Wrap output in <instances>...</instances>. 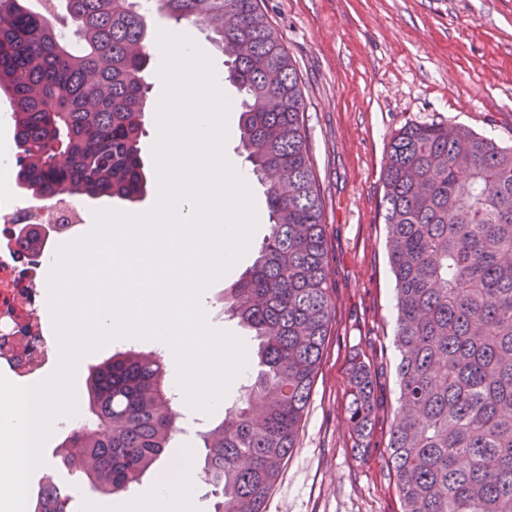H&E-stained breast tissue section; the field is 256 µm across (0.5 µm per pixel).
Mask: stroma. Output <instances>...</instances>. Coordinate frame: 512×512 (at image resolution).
Masks as SVG:
<instances>
[{"instance_id": "stroma-1", "label": "stroma", "mask_w": 512, "mask_h": 512, "mask_svg": "<svg viewBox=\"0 0 512 512\" xmlns=\"http://www.w3.org/2000/svg\"><path fill=\"white\" fill-rule=\"evenodd\" d=\"M301 77L306 126L323 197L329 294L334 319L296 445L264 512H402L396 477L387 464L397 409L392 344L396 293L381 217V172L391 135L410 123L463 124L512 145V0H261ZM153 31L189 37L223 70L225 56L210 33L192 23L153 15ZM141 157L147 185L135 201L78 197L80 238L102 209L141 214L156 202L153 155L156 113L144 116ZM260 215L237 265L205 293L211 326L241 335L224 314V290L250 265L267 232ZM376 378V420L358 439L348 420L351 358ZM209 414L186 419V432L156 470L130 494L106 497L83 490L81 512H120L158 481L174 478L182 449L199 463L195 432Z\"/></svg>"}]
</instances>
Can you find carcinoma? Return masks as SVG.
I'll return each mask as SVG.
<instances>
[{"label": "carcinoma", "instance_id": "obj_1", "mask_svg": "<svg viewBox=\"0 0 512 512\" xmlns=\"http://www.w3.org/2000/svg\"><path fill=\"white\" fill-rule=\"evenodd\" d=\"M0 0V90L14 108L19 183L40 201H132L141 157L155 11L200 23L228 55L242 95L238 149L266 185L267 234L224 289V312L258 342L260 370L237 403L197 433L211 512H263L295 447L330 334L323 199L296 68L260 0ZM395 282L398 407L388 442L403 512H512V146L464 125L413 123L381 173ZM39 232L16 244L37 254ZM41 338L0 341V359L36 362ZM161 350L117 351L91 367L87 422L56 448L103 495L131 490L174 447L182 419ZM375 378L351 359L357 436L376 417ZM30 512H79L44 474Z\"/></svg>", "mask_w": 512, "mask_h": 512}]
</instances>
